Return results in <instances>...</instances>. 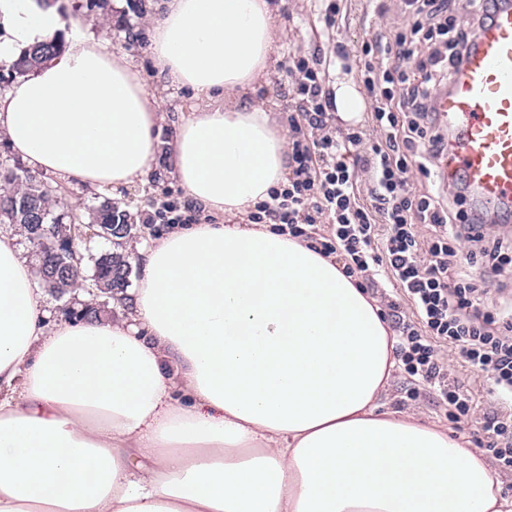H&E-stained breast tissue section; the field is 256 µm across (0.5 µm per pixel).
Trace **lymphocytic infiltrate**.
<instances>
[{
    "label": "lymphocytic infiltrate",
    "mask_w": 512,
    "mask_h": 512,
    "mask_svg": "<svg viewBox=\"0 0 512 512\" xmlns=\"http://www.w3.org/2000/svg\"><path fill=\"white\" fill-rule=\"evenodd\" d=\"M498 0H467L473 20H458L456 0H404L406 30L364 42L358 77L372 98L376 140L363 128L331 127L329 66L319 54L293 53L292 109L304 123L288 144V185L271 190L248 214L252 224H272L303 237L308 227L328 231L315 245L336 255L348 275L368 288H397L388 300L398 356L412 381L430 390L452 419L469 417L473 398L451 381L439 347L453 349L470 367L487 373L492 410L473 432L477 449L512 470V292L487 299L486 282L503 275L500 241L485 242L464 208L465 178L453 182L451 199L416 193L411 167L448 151V136L433 123L431 103L448 74L460 66L480 24ZM431 229L421 236L419 225ZM489 267L476 270L479 258ZM410 315H403L401 302Z\"/></svg>",
    "instance_id": "f902f5d3"
}]
</instances>
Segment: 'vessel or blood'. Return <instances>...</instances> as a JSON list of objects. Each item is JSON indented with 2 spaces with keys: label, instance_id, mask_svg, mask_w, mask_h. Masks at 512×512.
<instances>
[{
  "label": "vessel or blood",
  "instance_id": "obj_1",
  "mask_svg": "<svg viewBox=\"0 0 512 512\" xmlns=\"http://www.w3.org/2000/svg\"><path fill=\"white\" fill-rule=\"evenodd\" d=\"M433 110L451 132L437 170L464 174L482 201L512 204V0H499Z\"/></svg>",
  "mask_w": 512,
  "mask_h": 512
}]
</instances>
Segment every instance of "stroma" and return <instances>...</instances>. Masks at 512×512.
Wrapping results in <instances>:
<instances>
[{"label":"stroma","instance_id":"35a3bbf8","mask_svg":"<svg viewBox=\"0 0 512 512\" xmlns=\"http://www.w3.org/2000/svg\"><path fill=\"white\" fill-rule=\"evenodd\" d=\"M332 0H273L284 30L276 43L270 71L265 78L247 90V97L263 102L271 111L277 112L280 120L289 116V80L287 78L290 52H320L331 55L336 43H343L350 52L352 73H345L340 64L329 68L330 80L357 82V68H360L363 42L371 40L377 33L392 34L407 25L402 0H384L376 5L375 0H333L340 12L334 23L325 20L326 7ZM162 0H101L99 6L87 8L86 0H63L61 4L64 19L77 18L84 24L86 32L103 39L112 50L127 55L128 59L147 80L162 103V119L158 124L161 143H169L182 114L203 109L207 101L187 87L157 79L156 69L149 52V29L157 15ZM50 186L58 190L57 212H68L88 216L92 209L103 200L127 205L132 212L148 218L159 210L162 202L173 201L188 206L189 200L169 173L168 166H157L150 181L145 185L118 192L97 191L83 186L60 184L55 177H48ZM442 355L448 364L451 378L469 389L474 400L472 419H479L488 412L490 404L485 393L482 373L474 371L450 350ZM388 402L392 409L403 413L414 412L423 419L448 428L453 437L468 441V431L458 430L445 410L438 407L432 394L425 387L412 384L405 372H397L392 381Z\"/></svg>","mask_w":512,"mask_h":512}]
</instances>
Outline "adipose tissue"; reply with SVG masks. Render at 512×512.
Returning <instances> with one entry per match:
<instances>
[{
	"label": "adipose tissue",
	"instance_id": "1",
	"mask_svg": "<svg viewBox=\"0 0 512 512\" xmlns=\"http://www.w3.org/2000/svg\"><path fill=\"white\" fill-rule=\"evenodd\" d=\"M269 0H167L155 67L206 97L168 144L209 216L140 251L117 316L48 323L0 230V512H512L483 455L385 399L398 358L380 300L249 212L288 183V135L246 100L270 67ZM61 51L0 92L32 172L146 183L161 104L120 53L45 0H0V63ZM60 47L59 43H49L34 46L23 51L16 63L13 65L14 75L23 74L32 68L37 67L44 59L55 53Z\"/></svg>",
	"mask_w": 512,
	"mask_h": 512
}]
</instances>
